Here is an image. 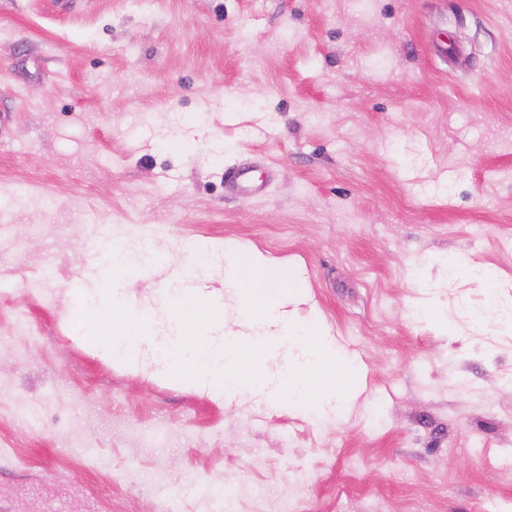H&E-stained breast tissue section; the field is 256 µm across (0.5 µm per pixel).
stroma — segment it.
<instances>
[{"label": "stroma", "instance_id": "1", "mask_svg": "<svg viewBox=\"0 0 512 512\" xmlns=\"http://www.w3.org/2000/svg\"><path fill=\"white\" fill-rule=\"evenodd\" d=\"M0 111V512H157L188 474L278 512L301 471V512H512V328L474 329L484 290L448 274L489 269L512 304V0H0ZM110 232L166 256L128 270L132 307L192 267L231 332L195 245L276 259L294 319L356 355L352 400L315 418L114 364L69 318Z\"/></svg>", "mask_w": 512, "mask_h": 512}]
</instances>
